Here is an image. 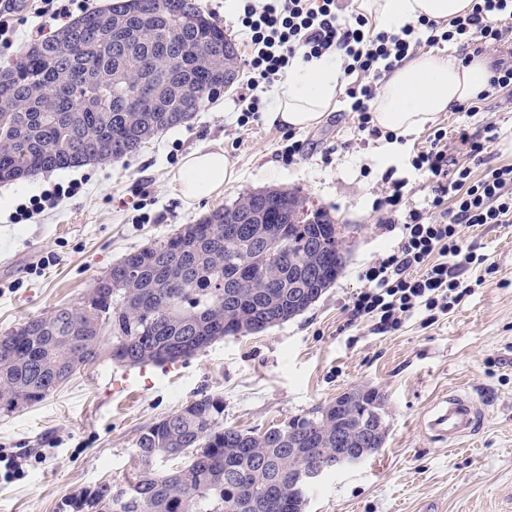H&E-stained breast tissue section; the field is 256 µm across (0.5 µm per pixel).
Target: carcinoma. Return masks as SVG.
Instances as JSON below:
<instances>
[{"mask_svg":"<svg viewBox=\"0 0 512 512\" xmlns=\"http://www.w3.org/2000/svg\"><path fill=\"white\" fill-rule=\"evenodd\" d=\"M224 28L195 0H115L83 14L0 71V180L121 159L220 96ZM278 234L276 258L264 239ZM346 257L336 224L293 190L249 193L185 232L127 254L98 278L96 304L64 306L0 336V409L39 403L101 353L127 365L188 359L227 336L257 333L306 310ZM384 396L318 406L263 431L224 425V398L203 395L145 427L137 466L58 512H304V467L336 469V448L378 455ZM181 460L175 471L160 464Z\"/></svg>","mask_w":512,"mask_h":512,"instance_id":"1","label":"carcinoma"}]
</instances>
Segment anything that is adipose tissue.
Wrapping results in <instances>:
<instances>
[{
  "label": "adipose tissue",
  "mask_w": 512,
  "mask_h": 512,
  "mask_svg": "<svg viewBox=\"0 0 512 512\" xmlns=\"http://www.w3.org/2000/svg\"><path fill=\"white\" fill-rule=\"evenodd\" d=\"M357 9L379 30H400L419 18L449 22L469 12L473 0H356ZM487 59L462 63L455 54L420 53L397 62L373 101L374 119L394 134L383 156H391L396 141L432 122L458 102L476 96L487 84ZM340 61L324 55L299 60L272 90L275 106L268 119L300 130L322 122L337 106ZM237 178L235 165L220 144H212L183 157L172 180L186 203L222 192Z\"/></svg>",
  "instance_id": "adipose-tissue-1"
}]
</instances>
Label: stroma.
<instances>
[{"label":"stroma","mask_w":512,"mask_h":512,"mask_svg":"<svg viewBox=\"0 0 512 512\" xmlns=\"http://www.w3.org/2000/svg\"><path fill=\"white\" fill-rule=\"evenodd\" d=\"M16 28L18 40L0 47V69L24 57L31 32L44 40L57 26L36 18L26 2ZM246 84L239 79L195 119L122 159L0 182V194L10 195L0 206V335L57 306L82 304L125 254L258 190H297L328 211L343 229V270L306 311L264 332L224 338L172 364L129 369L105 353L42 403L0 411V461L15 458L24 469L0 481V512H57L79 489L104 479L122 485L136 466L140 432L200 395L223 397L225 425L258 430L360 387L385 398L386 446L324 476L307 492L305 512H512V223L464 229V249L491 264L459 268L472 290L448 314L430 323L415 314L395 332L372 321L347 326L362 269L398 241L375 201L389 182L405 179L410 206L428 205L429 183L408 158L433 126L405 138L396 160L383 164L381 140L361 143L343 97L322 124L297 131L305 152L290 161L282 155L287 128L263 118L238 126ZM488 121L500 137L475 167L477 179L512 164V96L487 99L471 118L437 117L448 129L466 122L475 132ZM214 143L238 178L223 193L186 203L172 174L188 152ZM56 183L79 189L26 223L11 222L19 204ZM126 373L136 384L113 396V378ZM456 391L477 400L482 419L474 436L450 447L431 439L421 421Z\"/></svg>","instance_id":"stroma-1"}]
</instances>
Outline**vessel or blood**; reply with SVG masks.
I'll return each instance as SVG.
<instances>
[{
  "label": "vessel or blood",
  "mask_w": 512,
  "mask_h": 512,
  "mask_svg": "<svg viewBox=\"0 0 512 512\" xmlns=\"http://www.w3.org/2000/svg\"><path fill=\"white\" fill-rule=\"evenodd\" d=\"M479 418L476 400L457 392L435 403L425 415L423 425L433 438L453 447L475 433Z\"/></svg>",
  "instance_id": "obj_1"
}]
</instances>
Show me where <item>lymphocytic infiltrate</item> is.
I'll use <instances>...</instances> for the list:
<instances>
[{"label":"lymphocytic infiltrate","instance_id":"lymphocytic-infiltrate-1","mask_svg":"<svg viewBox=\"0 0 512 512\" xmlns=\"http://www.w3.org/2000/svg\"><path fill=\"white\" fill-rule=\"evenodd\" d=\"M241 2L239 21L249 35L245 64L251 72L247 114H258V89L284 76L297 57L336 53L350 79L346 89L350 109L360 132L370 139L383 134L371 103L394 61L417 47L450 41L483 52L503 40L501 23L512 18V0H474L470 12L446 25L422 18L397 32L369 33L363 16H356L354 24L343 23L338 0ZM497 138L492 123L480 136L464 129L451 136L439 128L413 155V169L432 183L431 209L439 216L433 219L426 211L407 206L405 181L393 182L378 206L399 219L398 243L393 253L363 271L364 285L347 306V326L374 319L385 331H396L418 310L445 314L468 294L458 277L459 268L485 264L487 257L464 250L463 228L512 223V165L488 170L478 180L472 177L474 166L483 164Z\"/></svg>","mask_w":512,"mask_h":512}]
</instances>
